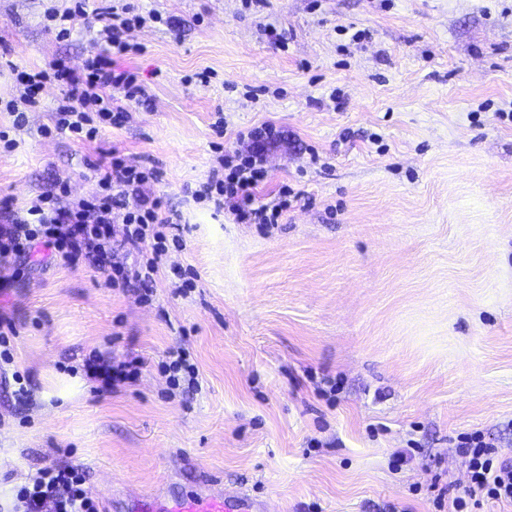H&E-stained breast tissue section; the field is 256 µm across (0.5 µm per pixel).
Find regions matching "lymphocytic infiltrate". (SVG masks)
<instances>
[{
	"label": "lymphocytic infiltrate",
	"instance_id": "1",
	"mask_svg": "<svg viewBox=\"0 0 512 512\" xmlns=\"http://www.w3.org/2000/svg\"><path fill=\"white\" fill-rule=\"evenodd\" d=\"M102 26L82 68L56 63L51 69H20L16 72L18 95L8 101L6 110L14 127H23L26 112L36 104L48 81L63 85L64 96L56 108L55 129L80 140L95 139L101 127H119L129 112L113 105L112 90L121 88L126 100L139 102L146 95L134 73L117 68L116 59L129 52L125 35L143 26L147 18L138 9L103 14ZM276 138L272 126L264 125L237 132V150L225 152L219 164L222 176L202 185L199 197L213 199L216 207L234 216L240 224H275L288 208L289 188L277 198L265 200L258 188L267 176L266 152ZM97 189L88 197L66 202L65 187L38 195L12 223L0 225V257L29 253L36 245L55 250L67 264L103 266L112 255L114 225L122 227V241L143 251L139 264L131 270L116 268L122 283L152 288L160 275L159 260L167 251L164 229L172 223L162 199L146 194L150 171L129 165L120 154L109 163L93 164ZM133 196L132 209L119 211L122 198ZM170 386L190 395L199 389V372L189 351L171 349L162 366ZM468 457L470 484L450 499L438 498L440 512H477L484 500L512 502V457L482 442L466 441L462 449ZM23 512H101L98 499L87 486V473L74 466H44L31 474L16 490Z\"/></svg>",
	"mask_w": 512,
	"mask_h": 512
}]
</instances>
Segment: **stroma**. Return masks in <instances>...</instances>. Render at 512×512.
Wrapping results in <instances>:
<instances>
[{
	"label": "stroma",
	"instance_id": "35a3bbf8",
	"mask_svg": "<svg viewBox=\"0 0 512 512\" xmlns=\"http://www.w3.org/2000/svg\"><path fill=\"white\" fill-rule=\"evenodd\" d=\"M128 1L164 18L117 60L146 102L113 89L131 118L92 142L42 135L57 86L24 130L1 110L0 200L60 182L88 197L89 161L116 150L155 171L177 242L146 300L42 247L0 260V512L46 465L84 468L102 512L117 490L213 481L267 512H437L468 484L464 437L512 456V0H88L66 40L49 0H0V100L12 67L80 66L99 15ZM359 29L372 40L352 44ZM265 123L280 137L260 193L302 199L239 224L194 193L218 148ZM179 346L199 370L187 399L161 372ZM92 358L139 374L106 385Z\"/></svg>",
	"mask_w": 512,
	"mask_h": 512
}]
</instances>
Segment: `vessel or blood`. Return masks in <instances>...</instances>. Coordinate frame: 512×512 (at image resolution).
Masks as SVG:
<instances>
[{"instance_id": "vessel-or-blood-1", "label": "vessel or blood", "mask_w": 512, "mask_h": 512, "mask_svg": "<svg viewBox=\"0 0 512 512\" xmlns=\"http://www.w3.org/2000/svg\"><path fill=\"white\" fill-rule=\"evenodd\" d=\"M134 512H265L261 502L245 492L207 487L191 494L156 492L138 498Z\"/></svg>"}]
</instances>
